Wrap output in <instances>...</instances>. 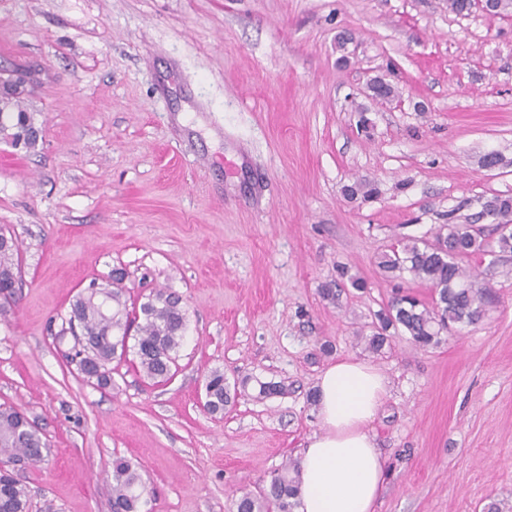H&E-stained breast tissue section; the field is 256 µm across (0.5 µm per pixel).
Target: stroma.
<instances>
[{
	"label": "stroma",
	"instance_id": "1",
	"mask_svg": "<svg viewBox=\"0 0 512 512\" xmlns=\"http://www.w3.org/2000/svg\"><path fill=\"white\" fill-rule=\"evenodd\" d=\"M13 69L40 134L31 151L0 139V225L22 260L0 313V404L51 443L21 473L31 512H112L116 454L140 465L153 512H236L319 431L314 388L339 357L389 382L371 424L376 512H512V254L478 269L485 317L438 345L357 340L398 285L376 264L396 239L447 222L495 236L481 210L512 197V10L0 0ZM376 76L394 98L369 92ZM342 267L365 289L323 299ZM116 268L129 302L168 288L188 311L167 384L124 363L99 388L65 358L71 301ZM215 369L248 382L220 417L202 407ZM262 381L287 392L257 399Z\"/></svg>",
	"mask_w": 512,
	"mask_h": 512
}]
</instances>
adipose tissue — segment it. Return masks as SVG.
I'll use <instances>...</instances> for the list:
<instances>
[{
    "label": "adipose tissue",
    "instance_id": "obj_1",
    "mask_svg": "<svg viewBox=\"0 0 512 512\" xmlns=\"http://www.w3.org/2000/svg\"><path fill=\"white\" fill-rule=\"evenodd\" d=\"M387 393L386 377L352 357L320 374L321 429L301 452L295 512H374L386 471L370 425Z\"/></svg>",
    "mask_w": 512,
    "mask_h": 512
}]
</instances>
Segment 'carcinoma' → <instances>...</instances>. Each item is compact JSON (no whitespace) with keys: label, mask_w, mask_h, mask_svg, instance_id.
I'll use <instances>...</instances> for the list:
<instances>
[{"label":"carcinoma","mask_w":512,"mask_h":512,"mask_svg":"<svg viewBox=\"0 0 512 512\" xmlns=\"http://www.w3.org/2000/svg\"><path fill=\"white\" fill-rule=\"evenodd\" d=\"M24 138L27 149L36 147L39 131L29 113L0 111V138L12 143ZM490 216L512 214V199L496 197L487 202ZM486 252L483 231L474 224H442L433 239L403 237L397 245L378 256L377 265L403 282L432 288L431 302L422 301L410 289H399L382 309L372 334L361 336L366 347L381 351L388 343L387 332L402 331L418 348L440 342L451 325H471L486 314L491 292L477 288L464 262ZM19 244L13 232L0 227V296L4 304L15 301L21 277ZM122 280L112 284L95 282L70 303L68 325L75 343L71 362L86 381L106 388L112 385V363L132 360L147 378L169 381L177 368L178 353L187 331V309L182 299L167 288L154 289L139 306L128 307ZM136 336H130L131 328ZM247 381L230 383L223 372L213 370L205 379V409L211 414L224 412ZM50 453V443L41 429L13 406L0 405V512H27V486L11 464L17 461L34 466ZM291 463L273 473L256 493L242 494L236 512H293L297 486ZM112 489V512H149L152 491L139 467L125 456L112 458L107 474Z\"/></svg>","instance_id":"1"}]
</instances>
